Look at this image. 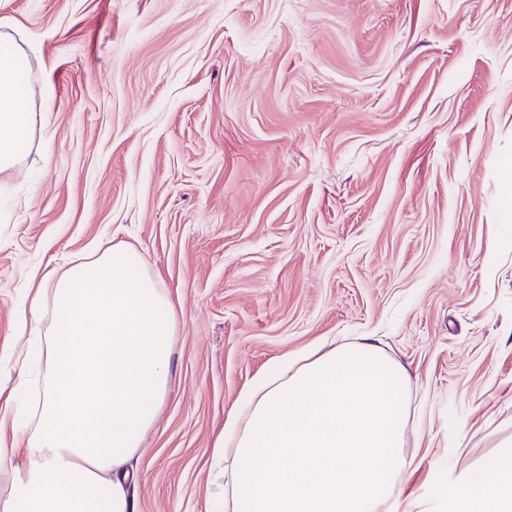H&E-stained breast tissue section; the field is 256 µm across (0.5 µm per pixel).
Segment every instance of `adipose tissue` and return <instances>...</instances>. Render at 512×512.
<instances>
[{
  "label": "adipose tissue",
  "instance_id": "ef3b65f1",
  "mask_svg": "<svg viewBox=\"0 0 512 512\" xmlns=\"http://www.w3.org/2000/svg\"><path fill=\"white\" fill-rule=\"evenodd\" d=\"M31 63L0 32V173L36 115ZM179 312L123 246L41 277L20 333L43 337L42 371L0 411V512H140L129 487L143 435L170 391ZM407 375L366 337L281 364L245 392L213 459L233 466L205 512H378L400 498ZM449 512H512V437L448 493Z\"/></svg>",
  "mask_w": 512,
  "mask_h": 512
}]
</instances>
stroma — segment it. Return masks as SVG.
Wrapping results in <instances>:
<instances>
[{
  "mask_svg": "<svg viewBox=\"0 0 512 512\" xmlns=\"http://www.w3.org/2000/svg\"><path fill=\"white\" fill-rule=\"evenodd\" d=\"M43 113L0 175V404L34 271L129 247L181 301L140 512H203L277 361L378 338L408 373L396 512L512 436V0H0Z\"/></svg>",
  "mask_w": 512,
  "mask_h": 512,
  "instance_id": "1",
  "label": "stroma"
}]
</instances>
